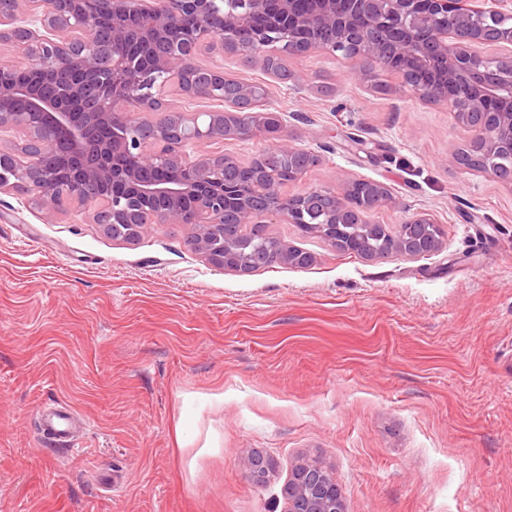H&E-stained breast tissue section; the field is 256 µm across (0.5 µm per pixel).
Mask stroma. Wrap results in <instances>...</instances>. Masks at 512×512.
<instances>
[{
    "label": "stroma",
    "instance_id": "obj_1",
    "mask_svg": "<svg viewBox=\"0 0 512 512\" xmlns=\"http://www.w3.org/2000/svg\"><path fill=\"white\" fill-rule=\"evenodd\" d=\"M280 61L223 64L321 157L285 193L380 182L377 220L430 215L439 249L366 259L280 219L269 236L312 263L241 274L190 226L124 242L0 193V512H288L304 460L347 512H512V186L460 168L470 131L398 73ZM62 407L88 422L80 454L36 416Z\"/></svg>",
    "mask_w": 512,
    "mask_h": 512
}]
</instances>
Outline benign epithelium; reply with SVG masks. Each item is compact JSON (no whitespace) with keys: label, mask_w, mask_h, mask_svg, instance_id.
<instances>
[{"label":"benign epithelium","mask_w":512,"mask_h":512,"mask_svg":"<svg viewBox=\"0 0 512 512\" xmlns=\"http://www.w3.org/2000/svg\"><path fill=\"white\" fill-rule=\"evenodd\" d=\"M112 31L102 44L83 0H0V43L23 48L22 65L0 61V191L30 197L51 220L73 205L88 210L92 223L105 232L121 224H190L196 232L191 247L221 270L244 272L267 260L257 247L246 253L243 230L264 218L288 223L322 237L339 253L362 252L370 238L384 242L381 253L430 255L440 247L434 236L415 233L417 224L433 219L416 215L399 224H376L371 213L391 199L388 188L366 180L340 190L312 188L288 195L268 180L265 160L277 155L295 168L294 179L317 165L321 157L290 141L283 124L270 130V114L238 109L200 114L185 112L167 100L166 86L189 99L224 101V85H202L193 73H222L218 65L198 64L205 53H247L268 73L277 58L268 47L280 44L292 55L316 49L338 52L357 63L361 79L377 69L398 71L419 100L443 104L469 128L470 154L457 149L454 159L468 171L487 174L512 185L498 167L512 159V0H276L277 18L256 28L253 41L240 43L235 31L242 22L265 14L271 0H106ZM195 30L170 43L167 34L185 16ZM496 44L502 52L480 51ZM37 76L21 82L17 74ZM237 96L268 97L259 83L236 82ZM128 122L117 131L113 116ZM271 137L276 144L249 163L248 194L235 208L238 167L224 151L199 153L200 143L226 139ZM141 161V168H117L114 156ZM362 232L345 237L344 225ZM280 264L304 266L308 252L278 241ZM250 480L261 485L270 473L262 456L246 464ZM288 512H345L342 492L318 461L298 464L285 490Z\"/></svg>","instance_id":"7a95c632"}]
</instances>
